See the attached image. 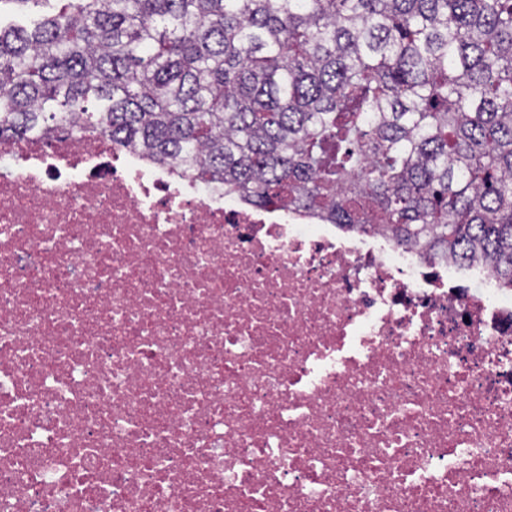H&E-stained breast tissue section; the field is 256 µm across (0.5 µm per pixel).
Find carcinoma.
Returning a JSON list of instances; mask_svg holds the SVG:
<instances>
[{"instance_id": "1", "label": "carcinoma", "mask_w": 512, "mask_h": 512, "mask_svg": "<svg viewBox=\"0 0 512 512\" xmlns=\"http://www.w3.org/2000/svg\"><path fill=\"white\" fill-rule=\"evenodd\" d=\"M88 132L512 288V0H65L0 25V138Z\"/></svg>"}]
</instances>
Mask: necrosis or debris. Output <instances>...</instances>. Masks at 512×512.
<instances>
[{
  "label": "necrosis or debris",
  "mask_w": 512,
  "mask_h": 512,
  "mask_svg": "<svg viewBox=\"0 0 512 512\" xmlns=\"http://www.w3.org/2000/svg\"><path fill=\"white\" fill-rule=\"evenodd\" d=\"M0 512H512V289L103 134L1 139Z\"/></svg>",
  "instance_id": "obj_1"
}]
</instances>
